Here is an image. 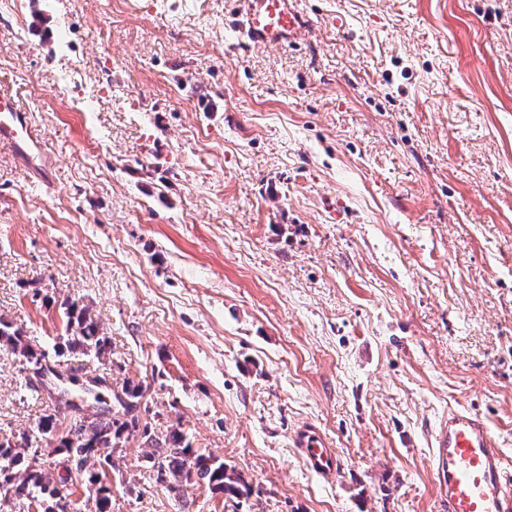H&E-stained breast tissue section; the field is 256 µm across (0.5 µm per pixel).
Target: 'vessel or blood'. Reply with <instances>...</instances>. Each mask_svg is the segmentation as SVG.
<instances>
[{"label":"vessel or blood","instance_id":"b4317fda","mask_svg":"<svg viewBox=\"0 0 512 512\" xmlns=\"http://www.w3.org/2000/svg\"><path fill=\"white\" fill-rule=\"evenodd\" d=\"M233 26L251 44L283 47L305 30L307 20L296 0H247ZM0 143L14 147L22 165L41 181L50 179L52 161L41 138L29 126L19 101L3 89ZM297 443L311 469L327 477L336 474L339 456L315 430L301 428ZM433 458L440 512H512V469L483 414L449 407L435 436Z\"/></svg>","mask_w":512,"mask_h":512}]
</instances>
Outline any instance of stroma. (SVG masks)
<instances>
[{
  "label": "stroma",
  "instance_id": "35a3bbf8",
  "mask_svg": "<svg viewBox=\"0 0 512 512\" xmlns=\"http://www.w3.org/2000/svg\"><path fill=\"white\" fill-rule=\"evenodd\" d=\"M240 46L245 0H12L0 89L51 146H0V318L49 363L142 384L249 497L170 491L135 435L112 512H439L435 430L483 413L512 462V0H297ZM92 308L106 362L57 354ZM0 347V440L50 402ZM316 427L336 479L292 436ZM307 20L293 0H248L234 22L239 36L253 45L283 47L306 29Z\"/></svg>",
  "mask_w": 512,
  "mask_h": 512
}]
</instances>
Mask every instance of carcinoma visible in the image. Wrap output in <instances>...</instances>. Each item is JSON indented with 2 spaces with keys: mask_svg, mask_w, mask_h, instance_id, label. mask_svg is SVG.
<instances>
[{
  "mask_svg": "<svg viewBox=\"0 0 512 512\" xmlns=\"http://www.w3.org/2000/svg\"><path fill=\"white\" fill-rule=\"evenodd\" d=\"M63 315L69 333L65 342L67 350H79L99 361L107 358L109 338L100 332L89 306L67 304ZM0 344L28 364L38 365L47 359L45 351L34 349L26 341L21 329L13 328L2 318ZM143 397L141 385L128 383L115 396L125 405L122 412L102 409L92 419L83 415L61 418L55 410L46 409L30 431L20 433L14 440L0 442V496L19 502L35 501L43 512H68L69 492L58 490L66 477L54 478L39 460H30L26 454L31 443L40 439L46 443L48 455L75 462L85 474L89 491L95 494L96 512H111L112 484L107 468L112 466V461L110 456L102 454V449L114 447L116 441L138 429L139 420L134 411ZM62 420L67 421L66 432L59 437L56 430ZM143 437L154 447L150 459L157 480L169 483L172 490L179 491L185 484L203 481L210 489L236 498L250 491L240 472L192 448L182 431L167 429L155 433L145 427Z\"/></svg>",
  "mask_w": 512,
  "mask_h": 512,
  "instance_id": "obj_1",
  "label": "carcinoma"
}]
</instances>
